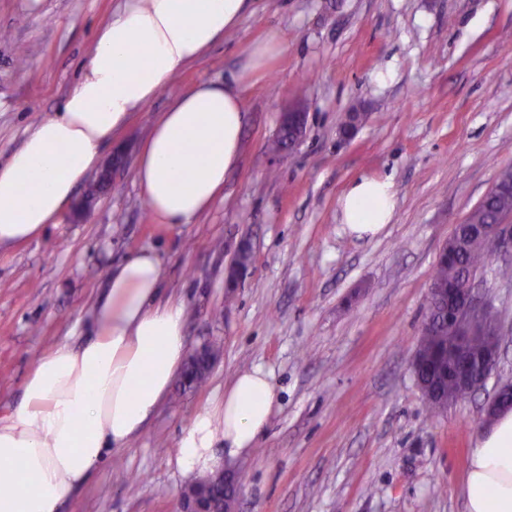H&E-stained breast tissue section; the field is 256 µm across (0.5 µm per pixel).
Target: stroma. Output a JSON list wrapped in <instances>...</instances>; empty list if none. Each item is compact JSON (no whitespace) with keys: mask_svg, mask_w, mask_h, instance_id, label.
Here are the masks:
<instances>
[{"mask_svg":"<svg viewBox=\"0 0 512 512\" xmlns=\"http://www.w3.org/2000/svg\"><path fill=\"white\" fill-rule=\"evenodd\" d=\"M120 0H0V163L76 85ZM279 32L284 52L241 77L244 52ZM239 84L246 124L224 195L188 224L154 223L133 182L137 148L171 97L201 81ZM307 114L298 146L270 145L285 112ZM369 113L353 138L346 112ZM110 186L39 238L0 247V417L38 357L91 333L106 271L134 252L163 260L162 299L182 301L188 349L217 343L206 385L172 386L146 431L98 467L61 512H178L189 481L175 450L201 410L260 366L277 391L255 448L230 460L237 512H466L467 457L487 390L429 417L410 360L434 263L512 165V0H253L241 24L133 117L103 161ZM391 177L396 209L371 239L349 235L339 198ZM252 265L235 290L242 242ZM127 474L114 479L116 467Z\"/></svg>","mask_w":512,"mask_h":512,"instance_id":"obj_1","label":"stroma"}]
</instances>
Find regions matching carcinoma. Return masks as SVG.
<instances>
[{"mask_svg": "<svg viewBox=\"0 0 512 512\" xmlns=\"http://www.w3.org/2000/svg\"><path fill=\"white\" fill-rule=\"evenodd\" d=\"M512 217V168L503 170L489 193L470 213L468 224H499ZM458 248H443L433 269L431 284L443 288L463 289L469 280L486 273L499 280L512 281V262L503 261L490 266L491 250L481 239L461 236ZM425 321L429 326L421 333L418 350L424 363L416 375L421 382L420 391L431 414L445 408L443 399L463 396L448 382L444 371L448 368V317L443 305H427Z\"/></svg>", "mask_w": 512, "mask_h": 512, "instance_id": "obj_1", "label": "carcinoma"}]
</instances>
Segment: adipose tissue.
<instances>
[{
    "label": "adipose tissue",
    "instance_id": "obj_1",
    "mask_svg": "<svg viewBox=\"0 0 512 512\" xmlns=\"http://www.w3.org/2000/svg\"><path fill=\"white\" fill-rule=\"evenodd\" d=\"M249 0H122L96 36L76 88L0 166V246L40 237L70 210L75 189L185 66L235 29ZM245 114L236 85L203 81L159 114L133 173L159 224H186L224 193L237 165ZM395 183L362 176L339 201L357 237L391 223ZM163 263L140 250L108 270L92 309L93 334L44 353L15 410L0 417V512H58L110 455L145 429L186 361L181 304L160 298ZM276 403L260 366L238 373L223 404L197 413L177 464L198 477L248 453ZM466 512H512V409L500 411L470 450Z\"/></svg>",
    "mask_w": 512,
    "mask_h": 512
}]
</instances>
